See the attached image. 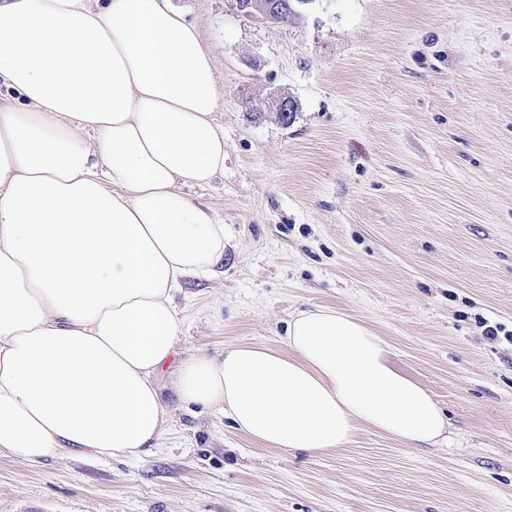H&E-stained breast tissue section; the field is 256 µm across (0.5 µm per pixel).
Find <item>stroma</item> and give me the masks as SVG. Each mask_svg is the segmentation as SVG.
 Returning a JSON list of instances; mask_svg holds the SVG:
<instances>
[{
  "mask_svg": "<svg viewBox=\"0 0 512 512\" xmlns=\"http://www.w3.org/2000/svg\"><path fill=\"white\" fill-rule=\"evenodd\" d=\"M170 4L221 95L224 172L189 193L228 227L223 264L176 297L182 356L282 348L293 310L327 305L433 393L448 440L360 425L284 453L184 408L167 369L158 448L1 455L0 512H512V0H311L277 23Z\"/></svg>",
  "mask_w": 512,
  "mask_h": 512,
  "instance_id": "35a3bbf8",
  "label": "stroma"
}]
</instances>
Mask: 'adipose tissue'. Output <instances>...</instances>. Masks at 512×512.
<instances>
[{"instance_id": "adipose-tissue-1", "label": "adipose tissue", "mask_w": 512, "mask_h": 512, "mask_svg": "<svg viewBox=\"0 0 512 512\" xmlns=\"http://www.w3.org/2000/svg\"><path fill=\"white\" fill-rule=\"evenodd\" d=\"M220 95L196 26L167 0H0V455L128 459L184 407L316 455L357 424L448 437L431 391L348 314L294 312L285 350L178 355L175 296L224 261L188 188L224 171Z\"/></svg>"}]
</instances>
